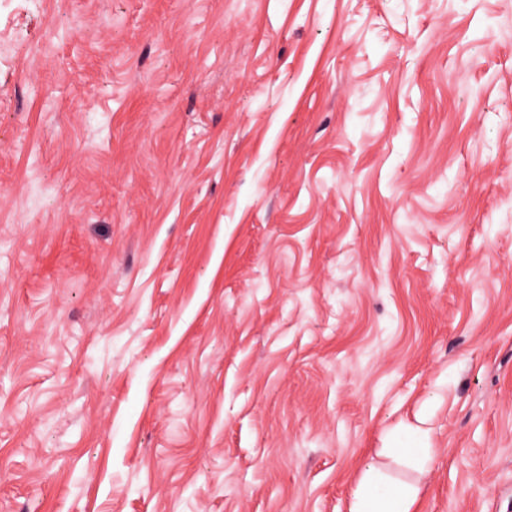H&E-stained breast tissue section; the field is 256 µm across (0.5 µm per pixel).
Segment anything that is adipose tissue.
<instances>
[{
    "instance_id": "obj_1",
    "label": "adipose tissue",
    "mask_w": 512,
    "mask_h": 512,
    "mask_svg": "<svg viewBox=\"0 0 512 512\" xmlns=\"http://www.w3.org/2000/svg\"><path fill=\"white\" fill-rule=\"evenodd\" d=\"M387 455L391 465L372 463L363 470L350 512H412L420 488L417 483L399 478L392 467L399 464L424 473L432 450L423 436L414 434L395 438Z\"/></svg>"
}]
</instances>
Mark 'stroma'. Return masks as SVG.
<instances>
[{
    "instance_id": "obj_1",
    "label": "stroma",
    "mask_w": 512,
    "mask_h": 512,
    "mask_svg": "<svg viewBox=\"0 0 512 512\" xmlns=\"http://www.w3.org/2000/svg\"><path fill=\"white\" fill-rule=\"evenodd\" d=\"M414 432L512 512V0H0V512H349Z\"/></svg>"
}]
</instances>
